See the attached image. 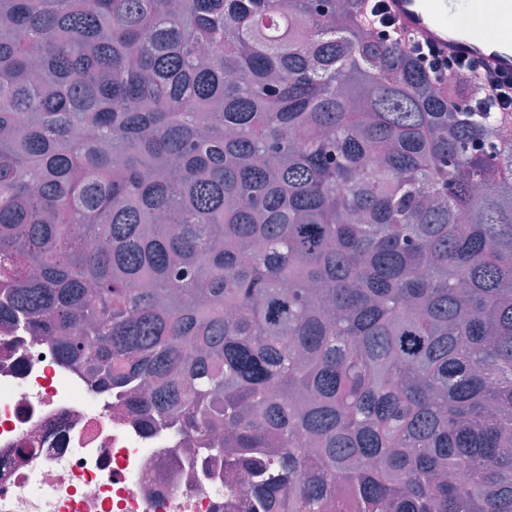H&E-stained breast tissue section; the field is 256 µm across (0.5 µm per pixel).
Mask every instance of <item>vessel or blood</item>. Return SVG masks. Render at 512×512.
I'll return each mask as SVG.
<instances>
[{
  "label": "vessel or blood",
  "instance_id": "b4317fda",
  "mask_svg": "<svg viewBox=\"0 0 512 512\" xmlns=\"http://www.w3.org/2000/svg\"><path fill=\"white\" fill-rule=\"evenodd\" d=\"M458 0H387L390 16L415 40L437 48L443 56L479 59L487 67L512 71V42L504 38L476 39L458 27L463 15Z\"/></svg>",
  "mask_w": 512,
  "mask_h": 512
}]
</instances>
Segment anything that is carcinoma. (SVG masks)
Listing matches in <instances>:
<instances>
[{"label":"carcinoma","mask_w":512,"mask_h":512,"mask_svg":"<svg viewBox=\"0 0 512 512\" xmlns=\"http://www.w3.org/2000/svg\"><path fill=\"white\" fill-rule=\"evenodd\" d=\"M360 0H0V314L258 512H512V144Z\"/></svg>","instance_id":"obj_1"}]
</instances>
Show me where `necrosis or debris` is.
Segmentation results:
<instances>
[{
	"mask_svg": "<svg viewBox=\"0 0 512 512\" xmlns=\"http://www.w3.org/2000/svg\"><path fill=\"white\" fill-rule=\"evenodd\" d=\"M0 317V512H251L247 470Z\"/></svg>",
	"mask_w": 512,
	"mask_h": 512,
	"instance_id": "obj_1",
	"label": "necrosis or debris"
}]
</instances>
